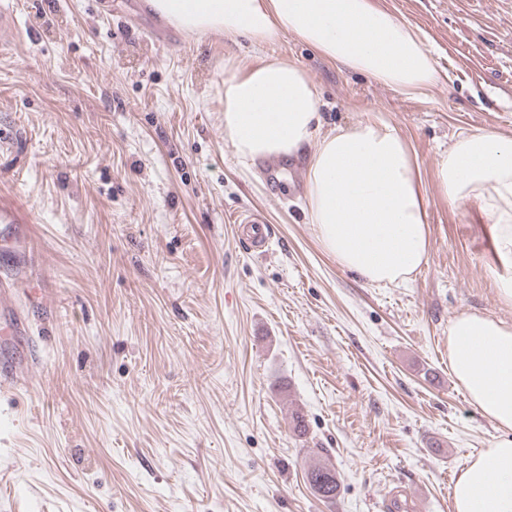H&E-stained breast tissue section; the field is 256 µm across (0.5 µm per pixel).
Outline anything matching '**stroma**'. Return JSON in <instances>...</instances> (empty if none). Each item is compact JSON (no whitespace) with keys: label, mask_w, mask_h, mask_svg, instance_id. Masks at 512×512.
I'll return each mask as SVG.
<instances>
[{"label":"stroma","mask_w":512,"mask_h":512,"mask_svg":"<svg viewBox=\"0 0 512 512\" xmlns=\"http://www.w3.org/2000/svg\"><path fill=\"white\" fill-rule=\"evenodd\" d=\"M426 34L449 81L419 98L287 34L254 50L162 23L148 0H0V512H453L497 427L448 365V324L512 323L491 246L436 179L462 131L512 137V0H378ZM275 55L320 94V126L382 120L421 176L428 262L375 286L326 253L309 153L238 160L224 81ZM260 213L261 253L233 217ZM308 424L294 433L293 413ZM336 469L335 501L306 471Z\"/></svg>","instance_id":"1"}]
</instances>
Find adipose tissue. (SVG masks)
I'll return each mask as SVG.
<instances>
[{
  "mask_svg": "<svg viewBox=\"0 0 512 512\" xmlns=\"http://www.w3.org/2000/svg\"><path fill=\"white\" fill-rule=\"evenodd\" d=\"M188 32L221 31L252 47L292 33L322 57L406 95L440 79L424 33L374 0H150ZM319 93L294 63L263 56L224 82V137L244 160L316 143L306 168L309 218L322 248L373 285L409 281L426 263L429 229L409 146L384 121L321 132ZM449 205L486 221L512 306V138L460 133L436 172ZM448 358L472 404L497 426L490 447L457 477L453 512H512V324L463 312L448 325Z\"/></svg>",
  "mask_w": 512,
  "mask_h": 512,
  "instance_id": "obj_1",
  "label": "adipose tissue"
}]
</instances>
